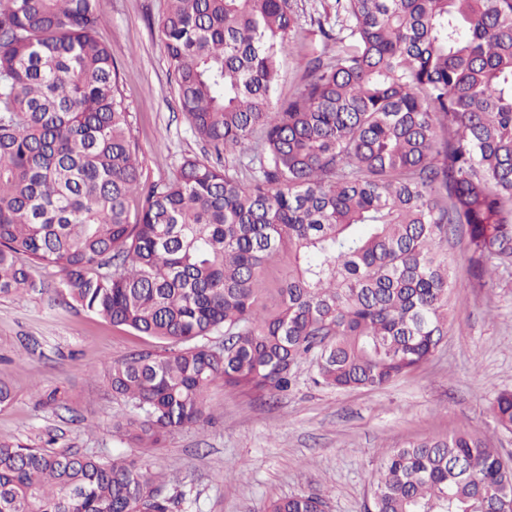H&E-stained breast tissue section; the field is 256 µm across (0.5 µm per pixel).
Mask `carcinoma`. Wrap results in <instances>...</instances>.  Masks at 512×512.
<instances>
[{
  "label": "carcinoma",
  "mask_w": 512,
  "mask_h": 512,
  "mask_svg": "<svg viewBox=\"0 0 512 512\" xmlns=\"http://www.w3.org/2000/svg\"><path fill=\"white\" fill-rule=\"evenodd\" d=\"M97 23V0H0V294L45 287L38 265L147 338L106 368L130 442L211 418L219 378L276 397L308 357L325 386L382 387L447 335L448 227L466 228L469 285L512 260V0H335L280 104L290 0H167L181 111L216 159H249L184 158L133 221L137 147ZM492 412L512 431V391ZM162 487L134 460L0 442V512H170ZM371 509L512 512V468L476 435L411 442L384 452ZM268 512L325 510L301 494ZM288 276V255L281 254L280 256L268 262L265 268V279L267 282L268 291H266L262 300L268 307H275L278 302V294L276 288L284 282Z\"/></svg>",
  "instance_id": "obj_1"
}]
</instances>
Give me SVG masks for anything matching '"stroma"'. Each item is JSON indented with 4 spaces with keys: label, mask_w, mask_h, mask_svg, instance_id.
Returning <instances> with one entry per match:
<instances>
[{
    "label": "stroma",
    "mask_w": 512,
    "mask_h": 512,
    "mask_svg": "<svg viewBox=\"0 0 512 512\" xmlns=\"http://www.w3.org/2000/svg\"><path fill=\"white\" fill-rule=\"evenodd\" d=\"M166 0H99L97 37L120 64V90L131 113L142 180L169 179L186 157L206 148L179 109L174 78L158 34ZM460 281L453 319L435 355L410 374L377 388L336 390L315 384L304 361L295 384L271 398L225 388L207 391L213 415L178 430L155 448H140L112 423L128 411L105 375L108 362L145 344L53 288L0 295V381L13 402L0 408V440L34 448L122 455L166 475L173 512H265L274 500L319 495L326 512H364L383 451L457 432L486 438L512 465V432L491 412L499 391L512 390V265L483 288L467 287L469 253L461 231L444 245ZM59 391L66 407L43 404Z\"/></svg>",
    "instance_id": "obj_1"
}]
</instances>
